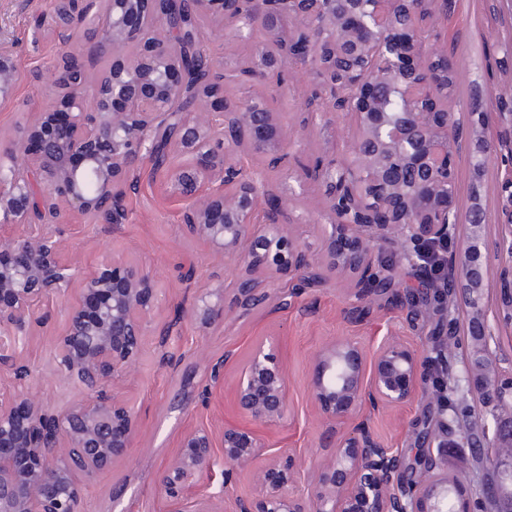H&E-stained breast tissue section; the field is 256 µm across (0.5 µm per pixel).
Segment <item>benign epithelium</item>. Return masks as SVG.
I'll list each match as a JSON object with an SVG mask.
<instances>
[{
  "instance_id": "1",
  "label": "benign epithelium",
  "mask_w": 512,
  "mask_h": 512,
  "mask_svg": "<svg viewBox=\"0 0 512 512\" xmlns=\"http://www.w3.org/2000/svg\"><path fill=\"white\" fill-rule=\"evenodd\" d=\"M168 0H96L80 20L100 34L90 53H112V65L91 79L66 51L48 77L52 100L33 113L15 150L0 156V365L22 356L40 303L64 298L63 332L52 339L54 372L85 392L55 408L29 392L0 391V512H79L76 477L92 478L128 457L137 431L120 386L135 372L161 288L149 273L119 258H102L93 273L65 255L71 243L59 224L90 220L120 224L125 199L137 189L134 173L150 164L166 200L178 207L184 235L205 245L237 272L231 305L224 287L210 289L188 309L206 328L226 308L242 315L259 306L290 307L301 289L343 273L351 279L354 309L378 304L412 318L435 296L453 294L465 317L467 359L448 371V320L416 343L387 336L367 357L354 337L318 350L311 397L328 421L429 398L426 424L416 423L417 463L360 429L307 476V491L292 490L299 471L290 448L272 449L258 430L288 414V383L277 344L257 342L237 381L235 406L253 426L224 424V486L245 472L260 489L237 498L233 512H448V431L469 448H483L493 465L512 447V372L492 349L485 288L493 270L486 228L491 214L476 202H456L454 158L470 153L476 176L491 172L497 145L512 143V110L465 112L457 123L437 88L455 67L448 57L452 0H190L196 17L214 12L232 24L233 37L256 28L266 40L255 62L237 72L215 65L190 79L175 39ZM302 68L313 76L307 98L325 125L354 119L342 160H324L306 178L324 188L329 228L313 250L292 238L286 212L296 201L268 195L248 176L241 152L288 163L295 141L277 134L280 113L256 99L228 95L232 86ZM22 78L14 43L0 36V107L12 104ZM427 88L392 120L381 89ZM178 153L183 161L169 163ZM497 163V162H495ZM509 232L495 242L501 281L496 317L512 321V155L494 171ZM412 269L414 287L400 271ZM295 283L268 289L284 273ZM234 353L208 358L209 387L224 383ZM457 399L448 408V392ZM484 408L466 421L460 408ZM216 438L202 426L186 434L158 476V487L181 500L214 462ZM212 495L193 512H221Z\"/></svg>"
}]
</instances>
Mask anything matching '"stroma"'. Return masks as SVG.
I'll return each instance as SVG.
<instances>
[{
  "instance_id": "obj_1",
  "label": "stroma",
  "mask_w": 512,
  "mask_h": 512,
  "mask_svg": "<svg viewBox=\"0 0 512 512\" xmlns=\"http://www.w3.org/2000/svg\"><path fill=\"white\" fill-rule=\"evenodd\" d=\"M0 34L14 40L23 80L14 102L0 108V154L13 150L29 113L46 101V78L60 63L67 49L66 40L81 37L92 40L91 30L76 22L57 26L43 0H0ZM506 33L498 24L484 18L482 0H458L448 20V38L456 43V58L461 77V99L470 101L478 91L503 85L512 86V58L488 68L486 57ZM236 42L230 35L204 37L202 47L210 59L225 70L247 66L255 42ZM240 98L261 97L281 112L285 131L299 141L301 163H309L323 152L342 147L350 130V119L328 126L316 125L306 106L303 78H296L272 92L267 83L255 81L231 90ZM247 173H261L266 189L282 196H299L289 218L294 232L311 246L320 243L319 221L324 214V193L294 170L269 168L260 158L243 157ZM458 204L469 208L481 199L490 211L498 209V186L492 177L477 178L471 157L461 152L455 158ZM128 216L122 224L66 226L62 232L72 243V256L82 270L95 266L98 257L110 253L122 256L161 282L160 300L152 313L144 352L135 375L122 387V395L133 408L137 432L126 461L99 474L92 481H80V512H170L171 505L157 485L159 472L176 457L187 432L199 426L221 434L225 423L239 421L234 405V389L239 368L253 342L276 340L281 349L288 378L291 413L281 423L262 428L271 447L295 449L302 468H309L330 455L340 438L350 432L354 420L329 424L321 420L311 401L315 354L324 344L340 336L356 337L365 349H373L387 336L415 342L422 331L420 323L404 316L371 307L367 316L351 312L349 282L339 276L323 286L307 290L285 312H270L260 307L242 316L228 311L223 322L210 328L184 318L195 297L208 289H231L236 278L232 267L214 257L204 246L182 233L177 210L168 204L159 186L147 185L129 195ZM65 301L45 300L41 307L43 326L34 328L28 338L24 362L30 372L19 380L0 371V390L25 387L53 405L80 402L81 389L57 378L50 340L65 323ZM235 351L234 362L224 370V385L209 399H202L206 385V360L225 351ZM422 408L421 403L389 406L366 418L369 432L390 448L410 449V425ZM124 486L120 504H113L112 489Z\"/></svg>"
}]
</instances>
